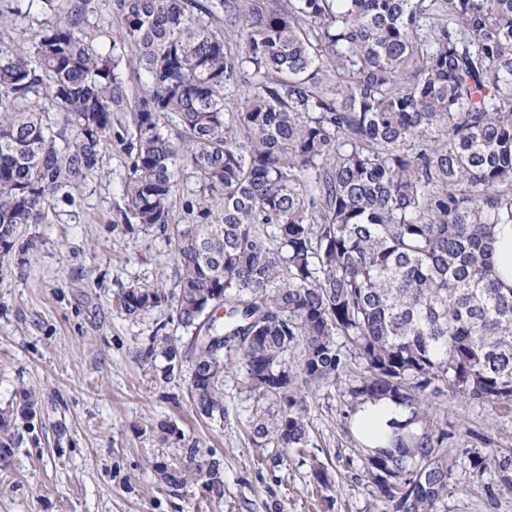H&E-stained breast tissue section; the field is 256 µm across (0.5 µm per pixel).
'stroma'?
<instances>
[{
  "label": "stroma",
  "mask_w": 512,
  "mask_h": 512,
  "mask_svg": "<svg viewBox=\"0 0 512 512\" xmlns=\"http://www.w3.org/2000/svg\"><path fill=\"white\" fill-rule=\"evenodd\" d=\"M20 16H13V9ZM28 0H0V39L30 38L55 23ZM129 113L113 115L112 144L74 200L57 202L45 224L23 226L39 249L24 267L0 263V409L35 391V414L16 421L10 457L0 461V512H387L369 495L355 438L337 389L311 391V444L289 451L280 465L251 441L257 398L244 370L224 379V423L196 415L190 369L170 382L158 372L162 338L183 336L172 303L135 318L118 310L133 284L174 289L172 248L154 230L124 231L123 185L128 157L122 139ZM177 427L160 441L157 423ZM448 422L458 429L451 448L488 453L512 448V417L473 403H455ZM196 445L197 464L221 460L224 493L200 483L166 486L156 467L180 462ZM330 486L313 476L316 465ZM442 512H512V498L490 502L468 487L465 465Z\"/></svg>",
  "instance_id": "stroma-1"
}]
</instances>
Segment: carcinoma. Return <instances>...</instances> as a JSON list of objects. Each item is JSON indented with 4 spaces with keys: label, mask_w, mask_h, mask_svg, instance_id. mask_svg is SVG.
Returning <instances> with one entry per match:
<instances>
[{
    "label": "carcinoma",
    "mask_w": 512,
    "mask_h": 512,
    "mask_svg": "<svg viewBox=\"0 0 512 512\" xmlns=\"http://www.w3.org/2000/svg\"><path fill=\"white\" fill-rule=\"evenodd\" d=\"M0 50V259L27 264L98 168L113 113L132 111L127 230L172 246L176 290L132 285L121 310L173 302L189 334L161 343L166 382L191 364L196 412L226 418L239 368L273 461L311 442L307 391L350 411L405 410L390 443L357 448L389 512H440L455 468L452 401L512 413V0H113L112 46L148 88L130 93L85 35L91 0ZM174 125L176 136L168 133ZM25 391L0 415V448ZM469 482L512 495V451L468 450ZM163 482L224 489L223 467L159 466ZM496 260L499 270L505 278H512V226L506 224L498 234Z\"/></svg>",
    "instance_id": "obj_1"
}]
</instances>
